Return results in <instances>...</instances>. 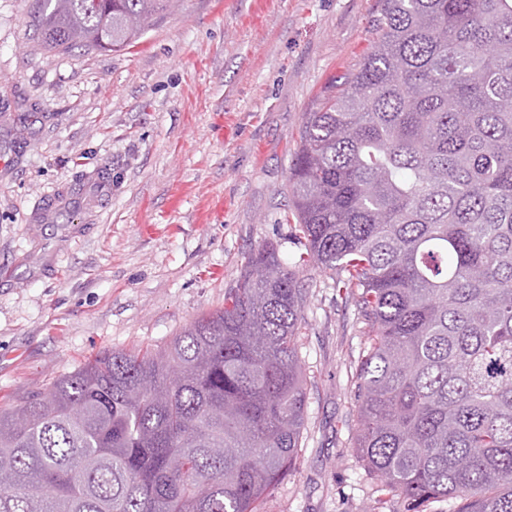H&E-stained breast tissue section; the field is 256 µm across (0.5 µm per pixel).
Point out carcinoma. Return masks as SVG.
<instances>
[{
	"label": "carcinoma",
	"instance_id": "1",
	"mask_svg": "<svg viewBox=\"0 0 512 512\" xmlns=\"http://www.w3.org/2000/svg\"><path fill=\"white\" fill-rule=\"evenodd\" d=\"M176 0H36L50 50L121 51ZM370 53L305 113V251L250 250L224 307L0 408V512H257L301 452L297 275L368 328L359 458L413 512H512V0H382Z\"/></svg>",
	"mask_w": 512,
	"mask_h": 512
}]
</instances>
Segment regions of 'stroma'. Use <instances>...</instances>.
<instances>
[{
    "label": "stroma",
    "instance_id": "35a3bbf8",
    "mask_svg": "<svg viewBox=\"0 0 512 512\" xmlns=\"http://www.w3.org/2000/svg\"><path fill=\"white\" fill-rule=\"evenodd\" d=\"M382 0H178L119 52H49L0 0V406L98 352L164 346L224 306L247 253L303 251L300 128L370 51ZM304 448L259 512L380 503L355 450L365 326L304 271Z\"/></svg>",
    "mask_w": 512,
    "mask_h": 512
}]
</instances>
